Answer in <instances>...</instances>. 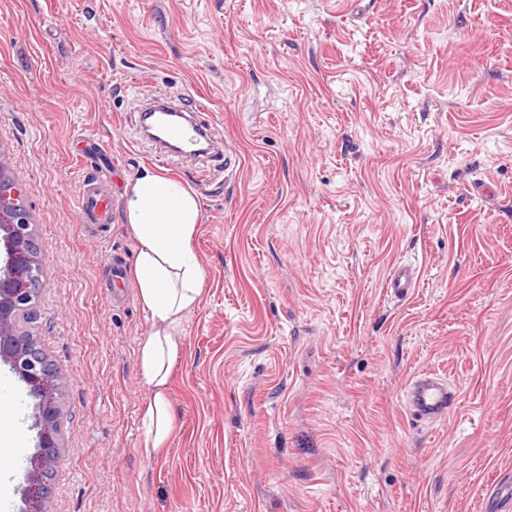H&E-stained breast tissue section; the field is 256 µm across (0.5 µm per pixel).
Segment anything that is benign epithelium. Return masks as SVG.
<instances>
[{
    "label": "benign epithelium",
    "instance_id": "obj_1",
    "mask_svg": "<svg viewBox=\"0 0 512 512\" xmlns=\"http://www.w3.org/2000/svg\"><path fill=\"white\" fill-rule=\"evenodd\" d=\"M19 175L0 160V363L9 365L36 400L38 444L29 458L21 512H50V469L61 448V397L69 375L57 369L31 331L44 285L33 216Z\"/></svg>",
    "mask_w": 512,
    "mask_h": 512
}]
</instances>
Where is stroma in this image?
<instances>
[{"instance_id":"1","label":"stroma","mask_w":512,"mask_h":512,"mask_svg":"<svg viewBox=\"0 0 512 512\" xmlns=\"http://www.w3.org/2000/svg\"><path fill=\"white\" fill-rule=\"evenodd\" d=\"M159 98L204 102L208 155L156 162ZM0 158L71 378L52 512H486L512 481V0H0ZM155 165L198 195L205 276L159 452L149 324L112 299L124 187ZM95 171L114 207L89 230ZM425 370L456 394L433 424L405 411ZM78 208L84 224H106L112 214V185L98 174L86 176L80 187ZM416 285V273L413 267L401 265L389 276L386 287L387 293L396 299L407 297Z\"/></svg>"}]
</instances>
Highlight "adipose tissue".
<instances>
[{
    "label": "adipose tissue",
    "instance_id": "obj_1",
    "mask_svg": "<svg viewBox=\"0 0 512 512\" xmlns=\"http://www.w3.org/2000/svg\"><path fill=\"white\" fill-rule=\"evenodd\" d=\"M124 228L134 244L131 278L150 324L136 349L146 395L140 406L146 447L171 442L176 418L172 369L183 351L185 322L201 302L204 274L193 243L200 204L182 181L145 168L126 186Z\"/></svg>",
    "mask_w": 512,
    "mask_h": 512
}]
</instances>
